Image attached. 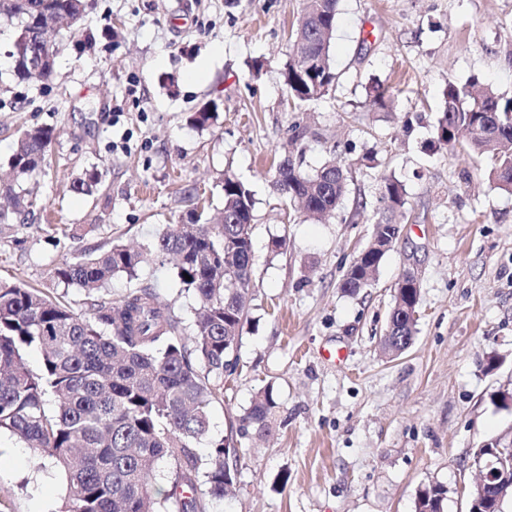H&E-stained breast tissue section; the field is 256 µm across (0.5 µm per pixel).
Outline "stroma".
Wrapping results in <instances>:
<instances>
[{
  "mask_svg": "<svg viewBox=\"0 0 512 512\" xmlns=\"http://www.w3.org/2000/svg\"><path fill=\"white\" fill-rule=\"evenodd\" d=\"M300 10L301 0H93V49L65 47L46 84L8 78L1 38L0 176L22 128L55 137L31 212L0 230V279L53 290V268L84 250L147 245L202 206L221 209V180L234 174L254 194L255 265L239 366L199 449L234 443L237 479L208 512H414L431 483L448 489L445 512H468L475 450L512 439V405L499 401L512 393V192L489 179L487 159L436 147L434 127L446 81L512 96V0H339L336 86L293 106L283 71ZM209 106L210 126H194ZM288 155L310 174L330 159L346 168L333 216L289 211L272 186ZM90 168L100 188L73 192ZM390 178L406 190L400 236L375 281L344 293ZM407 268L420 279L418 333L392 356L381 342ZM147 285L189 319L172 262L108 291ZM267 386L269 432L240 433ZM65 494L55 469H36L31 449L0 433V512H58Z\"/></svg>",
  "mask_w": 512,
  "mask_h": 512,
  "instance_id": "stroma-1",
  "label": "stroma"
}]
</instances>
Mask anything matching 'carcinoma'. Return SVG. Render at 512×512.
<instances>
[{
    "mask_svg": "<svg viewBox=\"0 0 512 512\" xmlns=\"http://www.w3.org/2000/svg\"><path fill=\"white\" fill-rule=\"evenodd\" d=\"M88 0H0V23L14 29L12 42L64 20L65 38L92 46L83 30ZM338 0H303L292 32V53L284 84L292 101L327 96L338 76L329 51L336 29ZM52 60L40 74L12 65L16 82L47 81ZM444 106L434 127L436 142L455 151L490 159V175L499 188L512 191V96L474 81L452 80L443 90ZM53 131L32 127L22 132L10 159L13 180L4 187L12 209H0V224L29 204L26 180L41 169ZM100 184L96 169L75 179L72 189L91 194ZM224 223L205 221L180 231L167 225L152 252L115 243L106 250L84 252L54 267L59 285L78 286L87 297L88 315H78L64 300L20 282L0 280V430L22 440L38 468L50 462L64 477L61 512H208L207 494L222 498L236 475L226 456L238 454L221 439L204 459L198 445L207 437L213 403L224 390V375L238 366V346L247 317V296L254 270L252 249L254 197L233 175L222 179ZM275 190L303 205L306 216L334 214L348 190L346 171L334 163L304 173L288 156L276 167ZM389 211L404 205V186L385 185ZM400 228L385 217L373 224L368 244L344 271L339 288L355 294L369 285ZM168 255L185 293L195 299L189 328L153 289L130 288L112 299L106 286L124 275L133 280L149 262ZM190 279H185V276ZM420 287L400 281L394 288L384 350L397 355L417 334ZM40 350L38 371L27 368L23 352ZM276 402L265 390L241 419L240 429L269 430ZM175 464L171 490L152 495L155 465ZM447 489L432 484L419 492L415 512H444Z\"/></svg>",
    "mask_w": 512,
    "mask_h": 512,
    "instance_id": "1",
    "label": "carcinoma"
}]
</instances>
